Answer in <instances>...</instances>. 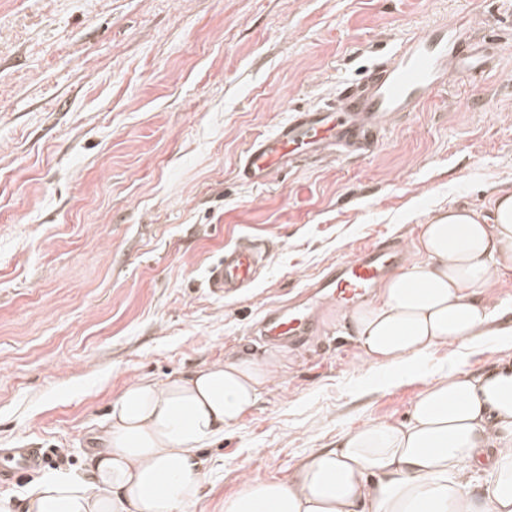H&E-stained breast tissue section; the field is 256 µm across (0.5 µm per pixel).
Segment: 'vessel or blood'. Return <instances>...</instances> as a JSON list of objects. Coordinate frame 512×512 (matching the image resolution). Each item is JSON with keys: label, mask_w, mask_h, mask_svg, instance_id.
<instances>
[{"label": "vessel or blood", "mask_w": 512, "mask_h": 512, "mask_svg": "<svg viewBox=\"0 0 512 512\" xmlns=\"http://www.w3.org/2000/svg\"><path fill=\"white\" fill-rule=\"evenodd\" d=\"M497 55L496 46L473 38L466 24L430 25L403 40L361 78L344 83L335 101L293 111L274 132L256 137L239 160V179L258 186L305 159L371 156L395 118L418 111L453 79L485 73ZM268 257L260 239L244 238L225 248L207 271L210 293L218 298L243 293ZM399 257V246L389 238L359 251L330 268L306 303L267 308L254 325L256 335L268 343L305 341L314 331L319 307H345L363 297ZM48 456L45 448L11 449L7 464H0V485L41 469Z\"/></svg>", "instance_id": "obj_1"}]
</instances>
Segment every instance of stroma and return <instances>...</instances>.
<instances>
[{
  "label": "stroma",
  "instance_id": "obj_1",
  "mask_svg": "<svg viewBox=\"0 0 512 512\" xmlns=\"http://www.w3.org/2000/svg\"><path fill=\"white\" fill-rule=\"evenodd\" d=\"M500 43L477 83L450 82L393 121L365 159L306 160L241 183L243 151L291 110L436 21ZM512 192V0H0V448L64 449L0 487L82 470L115 397L227 359L281 352L260 400L207 446L189 512H224L243 473L285 480L367 423L406 421L433 380L512 362V269L498 312L467 347L433 348L388 385L343 311L313 336H248L263 310L382 237L412 251L432 210ZM265 238L257 284L217 298L208 264Z\"/></svg>",
  "mask_w": 512,
  "mask_h": 512
}]
</instances>
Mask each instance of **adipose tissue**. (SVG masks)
<instances>
[{"mask_svg": "<svg viewBox=\"0 0 512 512\" xmlns=\"http://www.w3.org/2000/svg\"><path fill=\"white\" fill-rule=\"evenodd\" d=\"M509 265L512 192L480 210L436 211L412 259L344 316L362 361L396 381L432 348L467 344L491 320L484 291ZM279 370L272 354L129 384L84 471L42 478L23 512H187L201 490L203 448L255 406ZM224 512H512V363L448 373L408 421L348 430L288 481L244 477Z\"/></svg>", "mask_w": 512, "mask_h": 512, "instance_id": "1", "label": "adipose tissue"}]
</instances>
